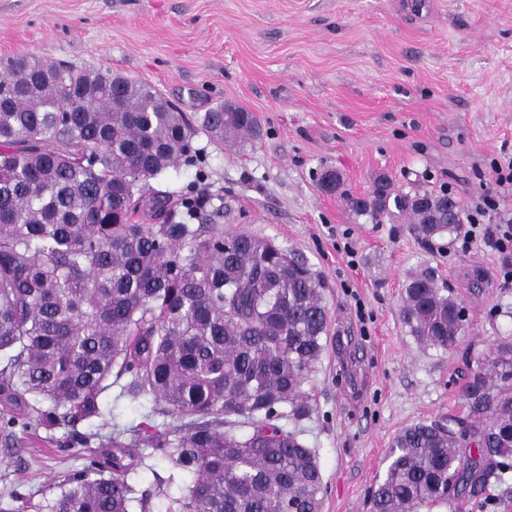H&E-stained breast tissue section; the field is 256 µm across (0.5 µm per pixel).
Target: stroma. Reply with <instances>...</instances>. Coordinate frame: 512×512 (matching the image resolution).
Here are the masks:
<instances>
[{"mask_svg":"<svg viewBox=\"0 0 512 512\" xmlns=\"http://www.w3.org/2000/svg\"><path fill=\"white\" fill-rule=\"evenodd\" d=\"M110 72L150 84L199 131L200 167L174 173L213 194L227 231L300 254L325 283L328 334L305 439L323 474L321 512H369L395 434L464 412L466 351L512 341V281L495 247L425 241L409 210L378 218L350 201L380 177L396 194L473 204L491 164L512 156V0H0V57ZM255 114L262 141L201 127L219 104ZM340 186L327 190L323 174ZM431 272L462 298L459 345H421L401 321L409 281ZM29 429L0 448V512L10 491L38 505L80 468Z\"/></svg>","mask_w":512,"mask_h":512,"instance_id":"1","label":"stroma"}]
</instances>
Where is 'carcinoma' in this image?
I'll list each match as a JSON object with an SVG mask.
<instances>
[{"mask_svg": "<svg viewBox=\"0 0 512 512\" xmlns=\"http://www.w3.org/2000/svg\"><path fill=\"white\" fill-rule=\"evenodd\" d=\"M214 137L256 142L253 113H205ZM196 128L153 87L111 73L0 58V437L64 430L83 466L39 512H147L133 480L165 462L167 512H320L323 477L303 438L315 411L304 390L327 332L325 286L270 240L224 233L190 183L156 189L201 162ZM431 240L469 219L447 193L392 196L382 179L352 201L377 217L389 199ZM140 214L153 220L139 224ZM463 301L422 273L401 319L429 348L467 329ZM461 416L421 421L393 439L370 512H455L512 470V342L471 352ZM139 404L127 430L101 422L103 396Z\"/></svg>", "mask_w": 512, "mask_h": 512, "instance_id": "carcinoma-1", "label": "carcinoma"}]
</instances>
